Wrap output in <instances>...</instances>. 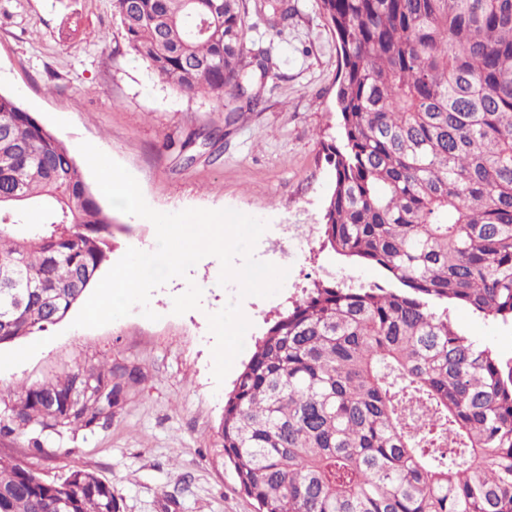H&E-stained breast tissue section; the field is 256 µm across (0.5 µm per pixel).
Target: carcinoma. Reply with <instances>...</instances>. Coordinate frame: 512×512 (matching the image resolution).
<instances>
[{"mask_svg": "<svg viewBox=\"0 0 512 512\" xmlns=\"http://www.w3.org/2000/svg\"><path fill=\"white\" fill-rule=\"evenodd\" d=\"M241 2L113 0L127 48L163 82L229 98L249 79ZM315 7L340 53L322 246L399 287L320 280L280 314L224 401V461L256 512H512V363L448 317L452 302L512 324V0ZM111 257L112 213L0 93V345L62 321ZM137 378L92 367L23 387L0 436L33 425L43 455L45 437L111 417ZM63 498L121 509L85 467L36 482L0 459V512Z\"/></svg>", "mask_w": 512, "mask_h": 512, "instance_id": "obj_1", "label": "carcinoma"}]
</instances>
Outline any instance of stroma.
<instances>
[{
	"label": "stroma",
	"mask_w": 512,
	"mask_h": 512,
	"mask_svg": "<svg viewBox=\"0 0 512 512\" xmlns=\"http://www.w3.org/2000/svg\"><path fill=\"white\" fill-rule=\"evenodd\" d=\"M285 24L246 16L247 49L267 51L272 67L265 108L240 111L238 99L181 95L128 53L112 0H0V93L15 97L43 126L78 152L89 142L124 166L147 204L160 212L230 208L264 220L254 255L287 268L280 291L240 298L219 286L217 258H203L188 278L156 288L150 321L140 312L99 328L71 319L0 346V418L14 391L97 365L137 369L138 384L111 419L91 431L50 435L46 455H31L30 429L0 437V458L45 478L78 463L108 480L121 512H254L219 455L224 400L270 322L324 275L352 286L387 284L379 268L321 247L320 222L334 181L322 144L337 136L338 57L331 27L313 0H293ZM218 126L219 141L207 133ZM193 163H186V156ZM113 259L128 248L156 247L152 223L114 212ZM201 306L183 315L173 299L189 283ZM240 301L251 326L223 383L212 376L215 338L208 314ZM465 336L512 360V325L452 304Z\"/></svg>",
	"instance_id": "obj_1"
}]
</instances>
